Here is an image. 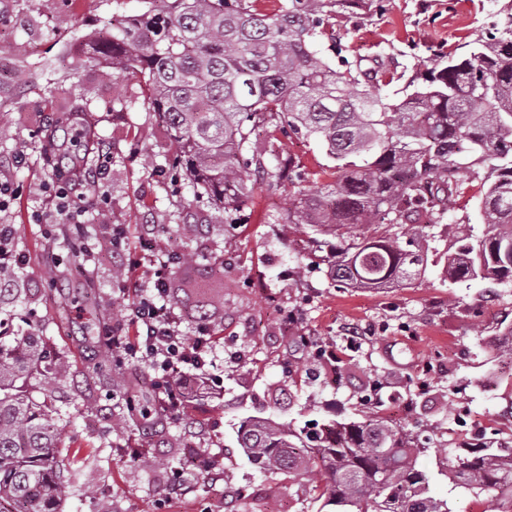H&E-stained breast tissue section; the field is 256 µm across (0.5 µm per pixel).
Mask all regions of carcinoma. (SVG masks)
<instances>
[{"instance_id": "obj_1", "label": "carcinoma", "mask_w": 512, "mask_h": 512, "mask_svg": "<svg viewBox=\"0 0 512 512\" xmlns=\"http://www.w3.org/2000/svg\"><path fill=\"white\" fill-rule=\"evenodd\" d=\"M367 0H282L272 14L252 0H148L143 12L86 36L87 60L140 75L173 150V184L224 213L249 200L257 182L305 181L303 166L279 153V137L316 139L335 178L317 194L298 191L284 220L336 238L329 274L352 288H404L426 271L428 243L417 225L460 192L459 172L487 169L478 220L482 236L461 224L446 255L448 278H512V16L464 55L420 59L392 96L372 93L383 59H355L338 42L332 19L358 16ZM328 40L330 55L316 49ZM50 163L73 149L45 133ZM403 232L378 233L374 225ZM16 272L0 270V304L18 297ZM0 319V512H60L68 480L56 454L52 403H33L24 386L40 371L51 395L72 366L48 358L33 332L5 339ZM115 382L138 388L132 374ZM140 389V388H138ZM142 405L156 406L140 389ZM240 448L267 471L294 480L322 473L312 490L333 512H450L431 495L419 465L428 449L377 412L359 421L296 429L254 418ZM455 487L494 491L512 509V457L479 445L448 462Z\"/></svg>"}]
</instances>
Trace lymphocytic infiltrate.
Wrapping results in <instances>:
<instances>
[{"instance_id":"1","label":"lymphocytic infiltrate","mask_w":512,"mask_h":512,"mask_svg":"<svg viewBox=\"0 0 512 512\" xmlns=\"http://www.w3.org/2000/svg\"><path fill=\"white\" fill-rule=\"evenodd\" d=\"M110 162V155L101 148L94 167L55 178L51 195L56 215L76 225L91 200H106ZM85 184L95 187L94 197L79 193V186ZM182 267L180 258L174 257L150 269L144 284L133 290L128 321L115 322L104 330L113 355L150 368L156 395L165 411L174 416L187 415L189 397L200 383L215 387L221 383L211 371L217 342L213 320L196 318L192 334L182 330L186 318L194 316L197 309L196 301L172 297L173 277Z\"/></svg>"}]
</instances>
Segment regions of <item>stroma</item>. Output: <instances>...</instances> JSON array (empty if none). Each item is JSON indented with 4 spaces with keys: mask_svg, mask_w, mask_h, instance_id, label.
<instances>
[{
    "mask_svg": "<svg viewBox=\"0 0 512 512\" xmlns=\"http://www.w3.org/2000/svg\"><path fill=\"white\" fill-rule=\"evenodd\" d=\"M146 7V0H7L0 15V157L26 155L25 164L10 171L17 199L0 221L14 225L27 258L21 296L0 315L17 331L37 327L46 352L78 367L54 393L62 410L53 419L58 458L70 482L62 512H100L105 505L111 512H226L229 485L245 494L239 512H320L310 481L290 482L250 462L239 446L240 425L252 416L297 428L357 421L372 407L428 445L420 462L432 474V494L447 499L452 512H500L492 493L453 487L445 474L449 449L464 440L461 414L479 422L488 440L512 435V363L495 354L502 330L512 326V280L453 282L443 270L458 225L473 224L478 235L484 230L478 222L482 174L461 173L462 192L443 219L426 225L431 251L424 277L379 291L339 285L324 261L335 238L282 220L297 189L314 193L331 181L317 140L283 138V151L304 166L306 181L257 185L234 223H225L222 210L166 176L170 144L143 79L86 62V34ZM511 13L512 0H377L363 18L337 17L335 30L350 54L383 57L395 71L396 80L374 89L387 96L401 88L400 73L411 71L417 58L467 54ZM76 104L86 108L95 140L112 155L109 209L86 213L90 231L99 232L105 221L125 225L128 248L140 252L150 225L155 259L186 250L204 264L233 257L224 266V333L238 354L217 346L219 391L197 393L189 419L166 418L168 465L156 471L138 460L141 427H112L125 410L109 381L119 362L102 367L86 357L71 320L79 314L106 326L127 315L130 300L115 292L112 279L118 258L105 249L99 264H84L46 240L33 222L34 212L47 206L53 178L45 131ZM181 224L202 231L187 239L177 230ZM89 289L93 305L79 312L78 295ZM308 336L335 361L311 356L303 343ZM280 386L291 399L277 405L271 392ZM86 393L93 408L83 405ZM202 456L220 464L222 481L202 477ZM172 471L182 473L189 496L165 499Z\"/></svg>",
    "mask_w": 512,
    "mask_h": 512,
    "instance_id": "obj_1",
    "label": "stroma"
}]
</instances>
